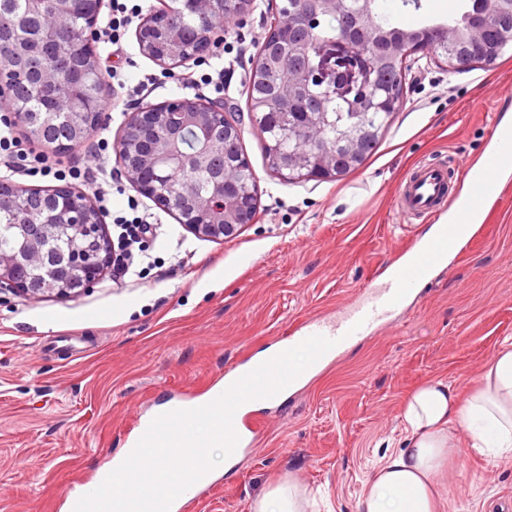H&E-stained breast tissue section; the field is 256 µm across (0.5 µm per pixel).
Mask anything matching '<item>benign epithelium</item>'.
<instances>
[{"instance_id": "obj_1", "label": "benign epithelium", "mask_w": 512, "mask_h": 512, "mask_svg": "<svg viewBox=\"0 0 512 512\" xmlns=\"http://www.w3.org/2000/svg\"><path fill=\"white\" fill-rule=\"evenodd\" d=\"M251 0H235V8L221 13L220 0H177V7L154 8L136 28L140 51L162 66H177L205 58L230 23L244 13ZM373 0H298L282 17L267 27L252 74L276 69L277 95L261 100L249 82V110L268 108L267 123L275 122V107L306 93L313 96L310 111L299 113L297 131L307 148L280 157L272 147L275 175L284 181L336 177V152L327 139L326 105L333 101L354 104L352 121L335 134L351 152L358 149L356 132L364 124V110L372 107L368 93L376 82L378 61L369 49V19ZM28 17L19 22L0 5V104L14 111L15 120L31 137L42 140L52 129H63L69 140L55 150L67 153L90 139L102 114L94 100L66 80L69 70L88 73L100 65L90 49L98 36L101 0H27ZM81 15V30L72 20ZM356 20L355 31L316 45L292 40L288 32L299 29L312 35L327 15ZM190 26L193 37L179 33ZM452 43L465 36L477 42L483 20L468 21L464 29L446 26ZM286 42L302 65L286 71L275 68L265 48ZM36 71L42 92L49 94L46 111L36 116L17 106L12 88L29 80ZM191 132L200 146L185 152L178 146L184 132ZM242 129L232 110L221 100L184 94L157 104L138 106L115 140L121 172L127 182L195 236L222 241L235 237L254 222L257 190L249 189L244 172L248 160L225 151L229 139L241 140ZM205 172L208 185L200 191L193 174ZM0 202L16 211L15 245L0 250V290H12L28 298L78 297L99 283L112 265L111 239L103 214L93 200L70 185L33 188L0 179Z\"/></svg>"}]
</instances>
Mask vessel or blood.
<instances>
[{
    "mask_svg": "<svg viewBox=\"0 0 512 512\" xmlns=\"http://www.w3.org/2000/svg\"><path fill=\"white\" fill-rule=\"evenodd\" d=\"M498 146L480 164L470 165L466 172L467 191L465 204L456 212L455 224L444 228L429 244L410 250L405 265L392 274L388 283L373 288L341 312L334 325L314 318L297 327L292 336L294 343L321 335L333 339V354L344 352L358 338L373 331L379 322L398 315L409 308V301L445 258L460 250L463 240L455 231L456 226L471 222L474 214L485 204L498 200L507 189L502 181L504 172L512 169V136H498ZM451 198L448 168L438 163H423L415 167L403 181L398 192V204L407 213L434 215L442 210ZM233 427L240 444L257 442L263 426L251 415L250 404H242L234 414Z\"/></svg>",
    "mask_w": 512,
    "mask_h": 512,
    "instance_id": "1",
    "label": "vessel or blood"
}]
</instances>
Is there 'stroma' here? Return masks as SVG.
I'll return each instance as SVG.
<instances>
[{"instance_id":"1","label":"stroma","mask_w":512,"mask_h":512,"mask_svg":"<svg viewBox=\"0 0 512 512\" xmlns=\"http://www.w3.org/2000/svg\"><path fill=\"white\" fill-rule=\"evenodd\" d=\"M270 0H253L225 46L245 36L223 96L242 118V146L257 177L258 214L235 238L195 237L153 201L158 220L148 278L111 277L77 298L29 299L0 291V512H68L66 490L107 469L136 424L171 397L199 401L243 358L281 343L315 317L335 319L384 267L421 241L438 218L398 208L399 187L421 163L446 164L453 195L467 165L495 148L512 114V57L492 67L448 71L433 61L406 76L404 103L363 166L332 180L286 182L269 168L250 119L247 87L265 36ZM402 27L444 22L462 0H379ZM107 67L135 59L162 80L118 93L96 137L115 140L133 108L181 91L173 68L144 56L133 32L122 54L96 39ZM512 337V192L482 209L459 255L436 270L410 310L356 341L289 392L255 409L258 444L202 491L193 512H250L254 498L286 478L320 491L315 512H354L368 474L402 447L399 410L430 378L466 392ZM447 512L512 507V459L460 448L446 480Z\"/></svg>"}]
</instances>
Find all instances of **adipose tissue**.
Listing matches in <instances>:
<instances>
[{
  "label": "adipose tissue",
  "instance_id": "ef3b65f1",
  "mask_svg": "<svg viewBox=\"0 0 512 512\" xmlns=\"http://www.w3.org/2000/svg\"><path fill=\"white\" fill-rule=\"evenodd\" d=\"M400 419L406 446L370 474L356 512H446L440 477L461 441L482 455L512 457V342H504L467 396L443 380H426L404 399ZM309 502L308 491L288 479L257 496L251 512H306Z\"/></svg>",
  "mask_w": 512,
  "mask_h": 512
}]
</instances>
